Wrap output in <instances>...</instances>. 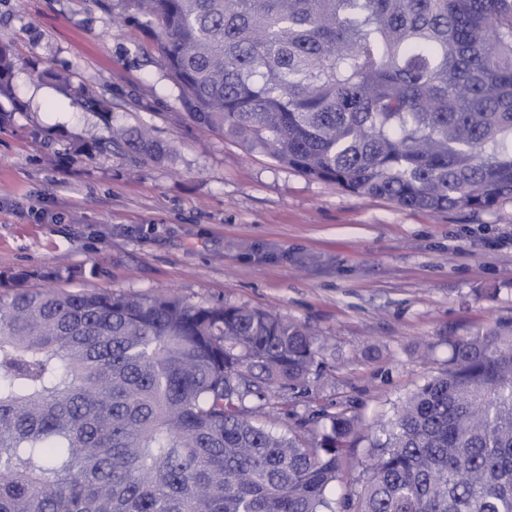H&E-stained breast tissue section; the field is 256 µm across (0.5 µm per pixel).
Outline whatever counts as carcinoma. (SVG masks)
I'll return each mask as SVG.
<instances>
[{"label": "carcinoma", "instance_id": "obj_1", "mask_svg": "<svg viewBox=\"0 0 512 512\" xmlns=\"http://www.w3.org/2000/svg\"><path fill=\"white\" fill-rule=\"evenodd\" d=\"M124 3L200 128L405 208L512 199V0ZM70 279L0 271V512H512V332L449 341L338 497L354 417L308 442L242 412L306 382L304 326Z\"/></svg>", "mask_w": 512, "mask_h": 512}]
</instances>
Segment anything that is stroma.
<instances>
[{
    "label": "stroma",
    "mask_w": 512,
    "mask_h": 512,
    "mask_svg": "<svg viewBox=\"0 0 512 512\" xmlns=\"http://www.w3.org/2000/svg\"><path fill=\"white\" fill-rule=\"evenodd\" d=\"M14 67L0 94V270L49 266L70 290L271 311L324 342L304 387L247 398L284 434L356 417L346 478L448 342L512 330V200L430 213L277 165L188 117L157 44L94 0H0ZM53 77H46V70ZM69 75L104 102L65 93ZM147 126L166 154L111 144Z\"/></svg>",
    "instance_id": "35a3bbf8"
}]
</instances>
